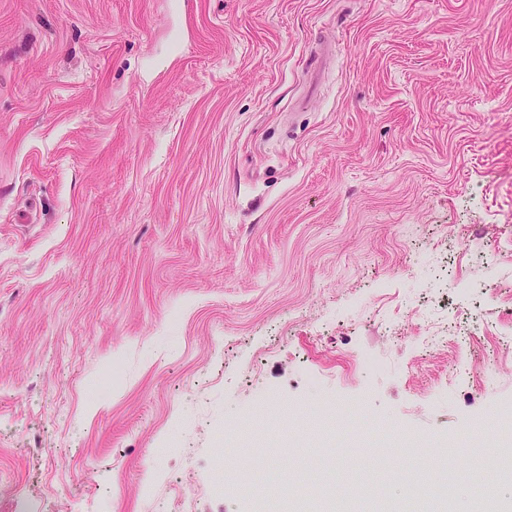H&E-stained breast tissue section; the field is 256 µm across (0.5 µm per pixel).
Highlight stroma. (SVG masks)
Returning <instances> with one entry per match:
<instances>
[{
    "label": "stroma",
    "instance_id": "stroma-1",
    "mask_svg": "<svg viewBox=\"0 0 512 512\" xmlns=\"http://www.w3.org/2000/svg\"><path fill=\"white\" fill-rule=\"evenodd\" d=\"M509 268L512 0H0V512H261L219 470L340 492L384 425L465 476Z\"/></svg>",
    "mask_w": 512,
    "mask_h": 512
}]
</instances>
